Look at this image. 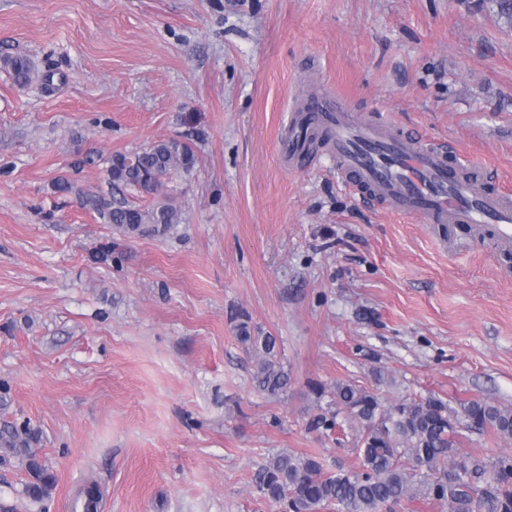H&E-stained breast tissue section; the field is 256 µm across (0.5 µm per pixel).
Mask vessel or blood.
Returning <instances> with one entry per match:
<instances>
[{"label":"vessel or blood","mask_w":512,"mask_h":512,"mask_svg":"<svg viewBox=\"0 0 512 512\" xmlns=\"http://www.w3.org/2000/svg\"><path fill=\"white\" fill-rule=\"evenodd\" d=\"M315 130L337 174L359 195L428 224H489L500 243L512 244V198L462 178L456 151L425 146L383 117L361 120L326 89L295 109L284 152L305 163V142Z\"/></svg>","instance_id":"vessel-or-blood-1"}]
</instances>
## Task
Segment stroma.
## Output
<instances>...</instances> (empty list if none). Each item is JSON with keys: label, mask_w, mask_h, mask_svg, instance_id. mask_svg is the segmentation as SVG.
Segmentation results:
<instances>
[{"label": "stroma", "mask_w": 512, "mask_h": 512, "mask_svg": "<svg viewBox=\"0 0 512 512\" xmlns=\"http://www.w3.org/2000/svg\"><path fill=\"white\" fill-rule=\"evenodd\" d=\"M0 425L30 424L55 478L0 462V512H280L254 475L281 452L357 469L360 427L314 429L330 389L384 405L512 407V250L361 198L324 149L292 165V108L330 88L358 117L452 143L512 196V22L495 0H0ZM192 144L160 196L182 213L127 236L78 202L112 155ZM75 190L53 191L56 177ZM276 340L272 396L236 337ZM326 393L315 396L312 385ZM0 70L4 71L12 82L20 88L27 87L39 79L50 84L54 75L49 70L40 75L31 60L23 55L1 57Z\"/></svg>", "instance_id": "stroma-1"}]
</instances>
